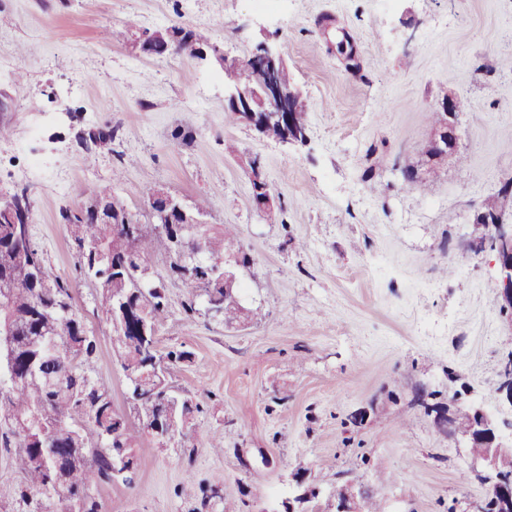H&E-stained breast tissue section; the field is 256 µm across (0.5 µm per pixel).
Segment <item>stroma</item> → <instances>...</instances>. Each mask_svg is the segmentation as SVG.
<instances>
[{
    "mask_svg": "<svg viewBox=\"0 0 512 512\" xmlns=\"http://www.w3.org/2000/svg\"><path fill=\"white\" fill-rule=\"evenodd\" d=\"M130 20L185 25L241 58L268 41L308 104L306 141L228 122L220 68L134 53ZM343 38L354 59L337 52ZM510 56L512 0H284L272 13L253 0H0V125L11 131L0 191L27 189L47 266L71 274L60 213L106 186L136 218L149 187L205 201L207 224L233 226L250 257L238 295L252 321L239 329L186 313L185 288L167 278L161 345L195 355L169 381L203 411L186 440L142 457L133 485L99 487L105 512H207L201 489L214 483L240 512H276L298 474L319 488V512L351 479L385 512H471L484 487L469 450L420 399L442 406L454 389L512 411L496 391L512 326L493 258L462 250L482 231L483 201L512 182ZM451 93L469 102L457 116L467 167L404 184L405 169L424 166L429 112ZM105 126L111 145L78 146L79 131ZM178 130L192 140L176 145ZM372 148L384 156L373 192L361 179ZM29 151L44 169L25 166ZM244 156L260 159L281 212L254 208ZM72 295L98 338L95 376L130 413L96 291L79 280Z\"/></svg>",
    "mask_w": 512,
    "mask_h": 512,
    "instance_id": "35a3bbf8",
    "label": "stroma"
}]
</instances>
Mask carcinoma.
I'll list each match as a JSON object with an SVG mask.
<instances>
[{"label": "carcinoma", "mask_w": 512, "mask_h": 512, "mask_svg": "<svg viewBox=\"0 0 512 512\" xmlns=\"http://www.w3.org/2000/svg\"><path fill=\"white\" fill-rule=\"evenodd\" d=\"M227 85H246L252 73L246 68L224 72ZM25 189L0 193V211L12 208L29 213ZM118 224H75V215L60 213L69 231L76 277L93 284L100 312L112 330L115 354L128 385L135 416L141 429L156 428L151 440L164 444V433L175 427L181 437L200 412L191 399L172 396L167 375L155 370L154 360L166 358L170 367L194 362L193 353L183 348L159 347L153 337L151 349L123 345L119 336L136 339L140 315L160 324L167 311L164 294H144L140 269L149 265L157 244L165 245L169 272L179 265L181 255L200 261L195 274L183 278L187 289L185 311H196V299L220 313L226 325L240 318V304L215 284L213 272L224 271V260L238 255L243 267L250 259L237 242L231 227L199 238L181 236L179 224H144L129 238L126 225L132 216L118 204ZM124 308L123 322L112 311ZM10 322L14 341V376L0 378V420L8 425L5 444H14L15 459L23 481L0 493V512H73V497L84 495L83 512H103L97 489L113 482L114 453L127 455L133 472L121 481L131 486L145 448H136L125 415L114 409L112 390L93 377L98 343L84 320L73 308L72 283L53 275L31 238H19L14 225L0 224V327ZM202 504L212 512H234L224 499L201 489Z\"/></svg>", "instance_id": "cac0c4a2"}]
</instances>
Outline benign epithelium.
<instances>
[{
  "label": "benign epithelium",
  "mask_w": 512,
  "mask_h": 512,
  "mask_svg": "<svg viewBox=\"0 0 512 512\" xmlns=\"http://www.w3.org/2000/svg\"><path fill=\"white\" fill-rule=\"evenodd\" d=\"M182 34L171 28L140 31L133 35L132 48L145 53V42L149 39L167 40L174 51H179ZM195 58L213 59L224 70L245 66L254 77L252 85L228 88L227 106L243 115V122L257 132L277 122L288 127L281 137L283 144L302 143L307 138L306 126L299 123L294 112L295 103L302 97L301 91L291 85L284 60L280 52L263 41L256 45L252 54L244 59L229 56L218 46L195 47ZM441 113V122L431 130L430 142L437 151L453 159L459 130L455 116L460 111V98L454 94L445 96L436 107ZM250 184L255 195L252 203L261 213L270 215L279 206V195L270 185L263 167L258 162L248 166ZM147 208L155 211L163 224H174L181 220L185 229L195 233L203 224L202 218L192 212L186 199L173 195L164 187H157L153 195L145 201ZM483 233L480 237L465 244V249L479 255L490 253L497 266L495 286L499 310L512 326V213L500 211L480 219ZM461 397L448 401V406L435 409L434 421L437 427L451 438L463 439L467 447L480 446L487 452L472 457L474 472L482 478L485 486L483 500L474 506V512H512V416L496 417L482 407L460 406ZM297 493L280 503L278 512H309L310 503L318 496V491L305 485L304 479L295 476ZM369 490L362 483L349 480L336 499L335 512H362V504Z\"/></svg>",
  "instance_id": "7a95c632"
}]
</instances>
